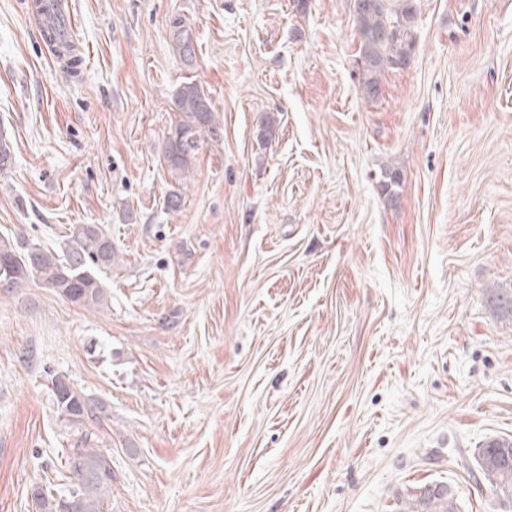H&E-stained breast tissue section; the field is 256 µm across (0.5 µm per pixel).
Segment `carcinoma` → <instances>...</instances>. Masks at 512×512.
Wrapping results in <instances>:
<instances>
[{"instance_id": "obj_1", "label": "carcinoma", "mask_w": 512, "mask_h": 512, "mask_svg": "<svg viewBox=\"0 0 512 512\" xmlns=\"http://www.w3.org/2000/svg\"><path fill=\"white\" fill-rule=\"evenodd\" d=\"M354 19L363 44L360 51L359 84L368 100L381 92L384 73L408 62L412 44L409 9L389 11L386 0H354ZM173 47L187 61L193 59V34L175 24ZM175 104L179 120L168 133L164 159L169 168L184 172L198 150L201 136L217 137L209 97L194 82L182 85ZM71 245L60 259L34 243L0 237V281L4 290L19 288L38 279L72 302L99 304L104 291L96 272L112 267L115 254L112 238L93 224H78L71 230ZM493 309L503 317H512V291L489 290ZM54 395L60 413L76 421L89 415L86 402L61 380H55ZM481 475L503 502L512 501V441L492 440L479 451ZM67 468L77 477L76 490L56 496L50 487L33 491L37 512H101L100 502L112 486V468L97 450L77 448L67 459ZM404 512H457L455 494L444 484L421 489L415 503Z\"/></svg>"}]
</instances>
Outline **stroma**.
Wrapping results in <instances>:
<instances>
[{"label":"stroma","mask_w":512,"mask_h":512,"mask_svg":"<svg viewBox=\"0 0 512 512\" xmlns=\"http://www.w3.org/2000/svg\"><path fill=\"white\" fill-rule=\"evenodd\" d=\"M28 3L0 0V236L60 254L94 224L115 261L99 305L0 292V512L73 489L85 435L102 512H403L435 484L512 512L475 460L512 440V321L485 300L512 289V0H392L413 44L374 101L353 0H65L75 75ZM187 82L220 133L178 177ZM54 395L59 412L69 416V420L77 421L85 415L89 417L86 402L59 379L55 380Z\"/></svg>","instance_id":"35a3bbf8"}]
</instances>
